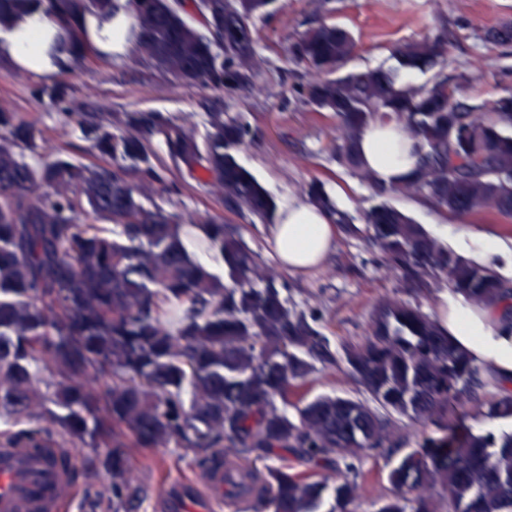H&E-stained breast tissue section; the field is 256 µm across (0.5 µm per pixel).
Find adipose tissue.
Listing matches in <instances>:
<instances>
[{
	"label": "adipose tissue",
	"mask_w": 512,
	"mask_h": 512,
	"mask_svg": "<svg viewBox=\"0 0 512 512\" xmlns=\"http://www.w3.org/2000/svg\"><path fill=\"white\" fill-rule=\"evenodd\" d=\"M58 30L54 17L35 13L0 31V49L13 67L51 77L58 68L45 58L44 49L47 39ZM357 150L363 166L382 184L408 180L416 167L417 158L410 152L408 140L392 121L369 123ZM336 236L337 228L326 211L298 200L280 213L270 243L281 268L304 275L323 265ZM436 320L458 349L512 388V325L503 320L499 309L475 304L456 293L445 296Z\"/></svg>",
	"instance_id": "adipose-tissue-1"
}]
</instances>
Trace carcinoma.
<instances>
[{
    "label": "carcinoma",
    "mask_w": 512,
    "mask_h": 512,
    "mask_svg": "<svg viewBox=\"0 0 512 512\" xmlns=\"http://www.w3.org/2000/svg\"><path fill=\"white\" fill-rule=\"evenodd\" d=\"M273 0H0V29L35 12L54 16L68 36V60L53 86L33 95L60 101L65 79L96 53L83 20L133 16L145 61L175 85L205 84L235 100L254 84L259 63L250 20ZM193 12L199 26L184 14ZM512 44V26L489 31ZM350 32L323 23L302 33L292 58L319 78L297 101L336 119L338 162L381 197L408 194L434 210L469 215L490 209L512 217V93L474 111L461 82L438 71L431 83L404 87L403 70H430L448 55L439 34L404 44L397 66L332 77L354 54ZM112 165L26 160L39 155V132L0 110V443L34 448H101L102 501L131 512L141 487L131 449L172 445L204 460L224 448L269 486L254 512H347L357 496L351 458L393 446V416L432 425L388 473L378 512H512V432L476 434L460 418H512V391L459 351L434 318L410 301L384 300L368 336L331 349L316 319L288 305L287 282L263 274L259 254L236 224L206 218L198 228L219 259L217 275L187 249V225L145 206L144 185L170 191L167 169L149 161L153 139L196 166L224 195V208L264 223L275 203L234 152L250 137L238 112L211 113L209 144H197L161 112H126L112 131L101 112L70 115ZM377 119L401 124L417 165L403 184H376L357 153ZM311 203L350 238L377 249L408 294L444 282L486 306L512 308V282L433 238L382 201L363 226L313 182ZM113 224L112 234L81 219ZM344 360L369 401L318 396L294 415L308 375ZM46 368L50 377L39 375Z\"/></svg>",
    "instance_id": "1"
}]
</instances>
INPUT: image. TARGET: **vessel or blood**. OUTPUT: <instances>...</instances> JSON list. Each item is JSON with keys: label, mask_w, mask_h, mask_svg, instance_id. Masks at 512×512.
Instances as JSON below:
<instances>
[{"label": "vessel or blood", "mask_w": 512, "mask_h": 512, "mask_svg": "<svg viewBox=\"0 0 512 512\" xmlns=\"http://www.w3.org/2000/svg\"><path fill=\"white\" fill-rule=\"evenodd\" d=\"M47 448L0 447V512H60L72 483V468L55 466ZM236 472L210 469L204 476L209 496L238 482Z\"/></svg>", "instance_id": "b4317fda"}]
</instances>
